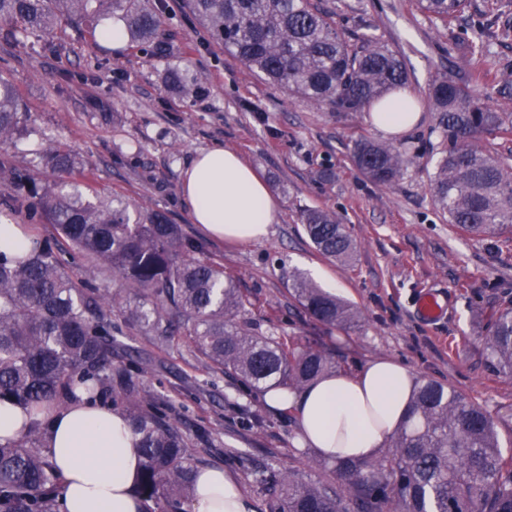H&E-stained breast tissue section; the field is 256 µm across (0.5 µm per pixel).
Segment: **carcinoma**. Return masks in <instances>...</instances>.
<instances>
[{
	"label": "carcinoma",
	"mask_w": 512,
	"mask_h": 512,
	"mask_svg": "<svg viewBox=\"0 0 512 512\" xmlns=\"http://www.w3.org/2000/svg\"><path fill=\"white\" fill-rule=\"evenodd\" d=\"M443 25L468 11L470 0H417ZM186 7L224 46L268 83L334 114L360 118L408 84L403 60L374 35L356 45L336 30L313 0H186ZM122 13L128 41L154 54L162 40L164 0H0V18L15 22L6 37L21 42L51 31L66 18L96 31L101 15ZM434 131L444 144L430 190L448 223L474 237L512 234V156L483 151L487 136L512 137V112L476 101L470 88L446 73L428 85ZM25 106L0 77V183L19 193L0 204L52 232L35 234L28 252L0 256V403L29 414L64 408L84 397L112 398L137 437L141 470L134 487L145 512H186L197 470L179 427L153 405L140 376L142 359L112 362L110 316L161 343L188 344L205 367L229 369L246 387L298 393L331 368L326 352L298 336L265 334L248 317L249 301L224 265L200 257L162 210L132 216L117 197L103 200L86 162L57 146L50 166L69 174L45 184L18 167L10 149L28 134ZM351 159L372 183L396 182L407 165L402 144L364 136ZM324 257L348 261L355 243L345 225L322 209L302 216ZM85 261L93 275L112 273L108 294L93 279L77 280L72 265ZM293 296L319 323L343 326L355 312L302 273L289 276ZM486 360L512 374V307L495 313L484 337ZM46 427L33 419L17 440L0 443V512H58L62 479L44 448ZM336 485L306 483L271 470L262 479L269 512H512V457L503 454L494 423L457 390L418 383L402 427L375 461L335 463Z\"/></svg>",
	"instance_id": "cac0c4a2"
}]
</instances>
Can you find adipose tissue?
Instances as JSON below:
<instances>
[{"label":"adipose tissue","instance_id":"1","mask_svg":"<svg viewBox=\"0 0 512 512\" xmlns=\"http://www.w3.org/2000/svg\"><path fill=\"white\" fill-rule=\"evenodd\" d=\"M192 223L210 236L241 243L264 239L279 202L270 185L236 152L216 145L199 152L182 184ZM415 378L391 358L355 374L332 373L298 396L265 393L274 407L295 404L302 443L331 461L367 460L385 448L405 420ZM45 446L63 479L60 512H142L132 492L140 471L136 439L122 413L72 403L46 414ZM191 512H255L224 469H199Z\"/></svg>","mask_w":512,"mask_h":512}]
</instances>
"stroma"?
<instances>
[{
    "instance_id": "35a3bbf8",
    "label": "stroma",
    "mask_w": 512,
    "mask_h": 512,
    "mask_svg": "<svg viewBox=\"0 0 512 512\" xmlns=\"http://www.w3.org/2000/svg\"><path fill=\"white\" fill-rule=\"evenodd\" d=\"M167 49L150 56L125 43L106 47L99 36L69 25L21 43L2 39L0 75L18 89L30 131L12 151L16 165L41 183L63 172L44 155L63 144L86 160L100 196H121L131 208L161 209L205 258L220 262L250 302L261 331L301 336L328 351L338 372L370 361L401 362L416 379L453 387L485 407L502 449H512V376L488 367L483 338L491 316L512 302V237L473 238L436 207L429 175L443 148L434 114L401 139L410 163L396 183L380 187L353 165L350 147L360 135L383 140L369 120L336 121L283 88L265 84L214 42L182 0H165ZM349 43L381 37L403 59L409 89L424 96L440 72L471 82L482 103L502 102L512 84V0H472L464 19L441 25L416 0H318ZM482 29L487 54L478 67L495 82L472 79L461 47ZM64 40L63 50L43 43ZM185 80L171 86L172 71ZM215 145L238 152L280 199L268 236L237 244L208 237L192 224L182 195V172L195 155ZM334 177H320L324 169ZM334 213L355 241L350 264L320 255L302 223L304 210ZM301 270L320 288H333L360 320L347 328L314 321L289 290ZM438 295L445 309L425 320L419 299ZM152 359L144 382L184 433L195 466H221L239 482L255 512H267L260 480L267 469L307 481L336 480L334 469L312 464L317 453L299 439L295 409L269 406L263 392L244 389L231 372L203 367L186 345H157L134 329L117 336L113 358Z\"/></svg>"
}]
</instances>
